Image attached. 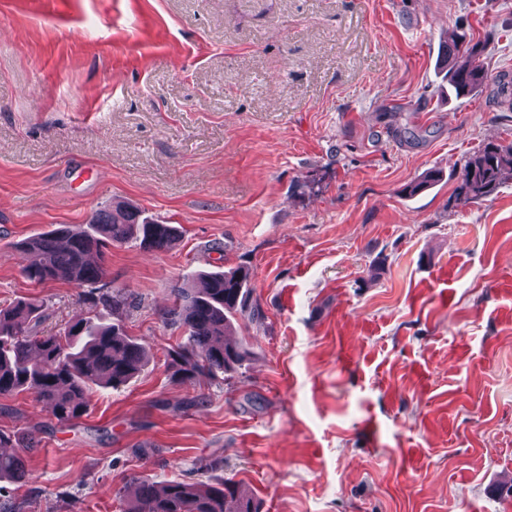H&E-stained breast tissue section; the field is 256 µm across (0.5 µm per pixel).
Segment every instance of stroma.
Listing matches in <instances>:
<instances>
[{
	"label": "stroma",
	"mask_w": 512,
	"mask_h": 512,
	"mask_svg": "<svg viewBox=\"0 0 512 512\" xmlns=\"http://www.w3.org/2000/svg\"><path fill=\"white\" fill-rule=\"evenodd\" d=\"M463 33L488 79L459 96ZM502 75L512 0H0V308L39 300L53 333L109 312L26 278L21 240L122 202L180 230L105 255L134 379L71 424L0 397L38 441L0 512H124L140 475L232 480L260 512H512V179L456 195L512 142ZM239 267L243 365L172 377V286ZM486 49L484 43L473 42L466 37L448 42L442 68L448 84L457 94H470L485 84L488 76L479 64V59ZM509 176L512 178V143H487L464 164L457 196L464 202L484 200L495 195Z\"/></svg>",
	"instance_id": "35a3bbf8"
}]
</instances>
